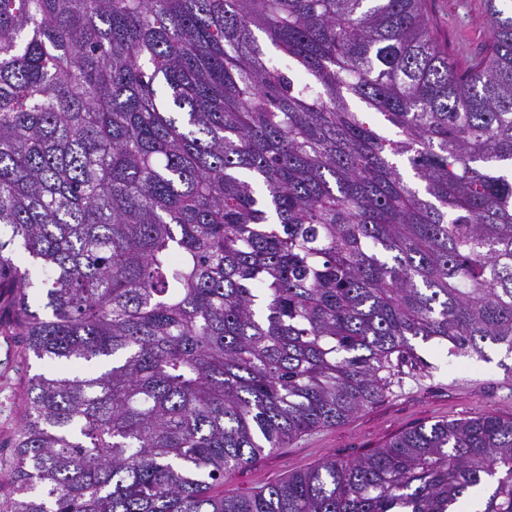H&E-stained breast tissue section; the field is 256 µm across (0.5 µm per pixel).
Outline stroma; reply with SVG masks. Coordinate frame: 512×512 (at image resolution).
<instances>
[{
	"mask_svg": "<svg viewBox=\"0 0 512 512\" xmlns=\"http://www.w3.org/2000/svg\"><path fill=\"white\" fill-rule=\"evenodd\" d=\"M426 10L435 33L449 47L464 46L471 56L484 52L490 37L484 0H426ZM416 348L420 362L387 373L384 395L376 405L236 472L224 481L225 495L255 490L330 457L356 459L422 424L465 419L487 409L512 416V374L500 365L504 350L487 349L481 359L456 356L431 343L420 342ZM22 350V337L0 328V472L12 461L24 381L38 371L37 364H26Z\"/></svg>",
	"mask_w": 512,
	"mask_h": 512,
	"instance_id": "stroma-1",
	"label": "stroma"
}]
</instances>
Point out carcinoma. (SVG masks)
I'll use <instances>...</instances> for the list:
<instances>
[{
    "label": "carcinoma",
    "instance_id": "cac0c4a2",
    "mask_svg": "<svg viewBox=\"0 0 512 512\" xmlns=\"http://www.w3.org/2000/svg\"><path fill=\"white\" fill-rule=\"evenodd\" d=\"M425 2L0 0V512H512L492 409L221 490L418 339L512 356V0L470 58ZM23 336H10L0 327V472L13 457V439L21 412L24 381L39 372L35 362L22 358Z\"/></svg>",
    "mask_w": 512,
    "mask_h": 512
}]
</instances>
